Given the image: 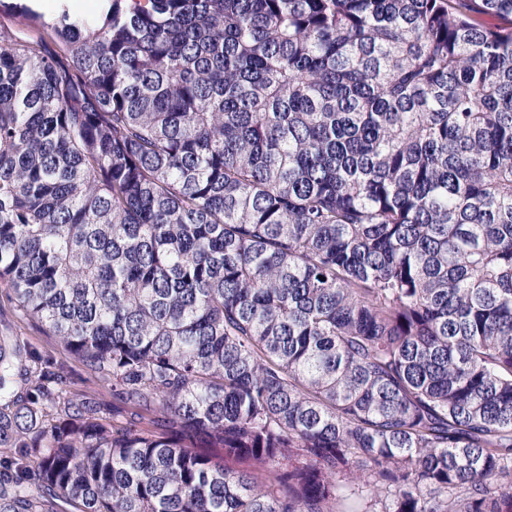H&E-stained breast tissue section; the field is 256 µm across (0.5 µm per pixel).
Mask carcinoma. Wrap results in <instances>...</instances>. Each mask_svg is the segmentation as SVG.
<instances>
[{"label": "carcinoma", "mask_w": 512, "mask_h": 512, "mask_svg": "<svg viewBox=\"0 0 512 512\" xmlns=\"http://www.w3.org/2000/svg\"><path fill=\"white\" fill-rule=\"evenodd\" d=\"M33 2L0 512H512V0ZM2 305H4V307L0 315V334L9 335L12 332L21 333L30 338L33 345L40 351L51 347L52 339L46 336L43 330L35 323L15 314L5 296H3ZM58 359L64 364L66 369L68 370L71 379L75 383V387L77 389L83 390L86 389V387H92L96 390L97 396L106 402L112 401V394L111 392L102 385H95L93 384L90 379L89 375L87 374L85 368L81 363L78 361L69 358L68 356L58 353L57 354Z\"/></svg>", "instance_id": "carcinoma-1"}]
</instances>
